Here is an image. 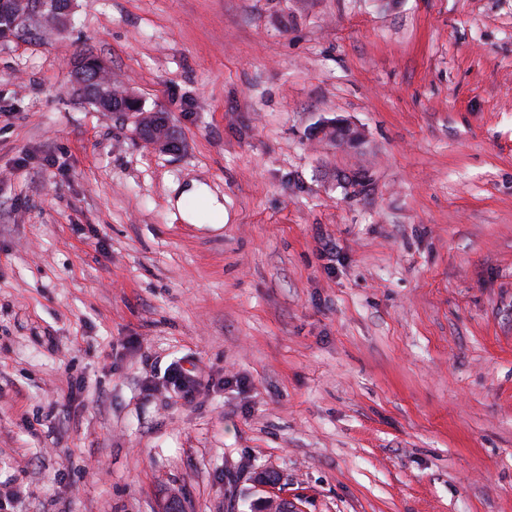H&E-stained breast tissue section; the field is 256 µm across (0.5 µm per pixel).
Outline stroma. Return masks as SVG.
I'll use <instances>...</instances> for the list:
<instances>
[{
    "mask_svg": "<svg viewBox=\"0 0 512 512\" xmlns=\"http://www.w3.org/2000/svg\"><path fill=\"white\" fill-rule=\"evenodd\" d=\"M88 49L179 151L72 99ZM336 118L360 147L314 137ZM195 181L220 226L183 218ZM6 489L512 512V0H76L0 42ZM165 377L169 388L186 402L195 400L206 389L194 367L187 369L176 363L169 367Z\"/></svg>",
    "mask_w": 512,
    "mask_h": 512,
    "instance_id": "stroma-1",
    "label": "stroma"
}]
</instances>
